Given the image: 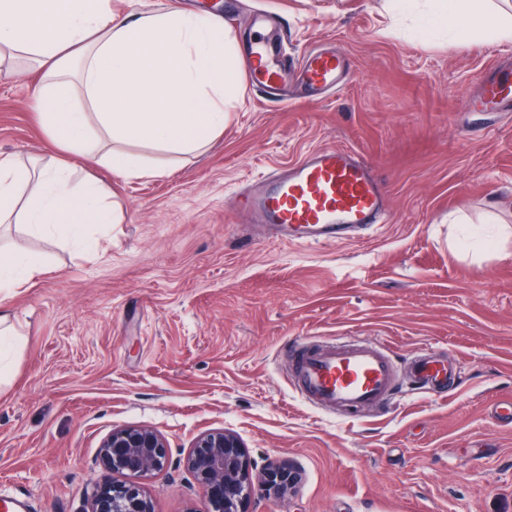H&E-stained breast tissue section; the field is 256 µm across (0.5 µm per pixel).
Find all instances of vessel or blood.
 <instances>
[{
  "label": "vessel or blood",
  "instance_id": "1",
  "mask_svg": "<svg viewBox=\"0 0 512 512\" xmlns=\"http://www.w3.org/2000/svg\"><path fill=\"white\" fill-rule=\"evenodd\" d=\"M347 61L329 50L307 51L296 66V77L309 97L335 89L344 79ZM251 86L273 88L285 75L273 50L257 43L250 52ZM468 112H512V61L498 60L484 73L464 102ZM254 219L274 228L282 238L323 245L386 221V189L373 167L340 147L307 153L287 169L268 176L251 193ZM298 394L309 404L330 412L372 409L395 390L398 371L388 353L373 344L349 341L324 346H295L288 361ZM410 377L425 389L448 383L449 367L430 356H415Z\"/></svg>",
  "mask_w": 512,
  "mask_h": 512
}]
</instances>
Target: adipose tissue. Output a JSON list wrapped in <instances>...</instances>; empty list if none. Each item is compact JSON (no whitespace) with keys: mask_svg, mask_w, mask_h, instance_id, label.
Masks as SVG:
<instances>
[{"mask_svg":"<svg viewBox=\"0 0 512 512\" xmlns=\"http://www.w3.org/2000/svg\"><path fill=\"white\" fill-rule=\"evenodd\" d=\"M429 26L463 39L512 41V12L495 0H425ZM33 57L42 74L32 96L52 160L23 166L0 157V219L21 213L34 235L75 234L106 224L102 187L76 179L77 156L125 179L164 175L130 142L173 156L200 154L224 131V106L239 91L237 49L216 12H114L111 0H0V50ZM29 193L18 206L19 189ZM42 271L36 260L0 251V383L20 341L8 308L12 288Z\"/></svg>","mask_w":512,"mask_h":512,"instance_id":"obj_1","label":"adipose tissue"}]
</instances>
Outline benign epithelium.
I'll return each instance as SVG.
<instances>
[{"label": "benign epithelium", "instance_id": "obj_1", "mask_svg": "<svg viewBox=\"0 0 512 512\" xmlns=\"http://www.w3.org/2000/svg\"><path fill=\"white\" fill-rule=\"evenodd\" d=\"M100 455L108 470L140 477L164 466L167 442L148 428H122L106 438ZM185 463L203 489V512H240L242 502L254 490L277 496L292 489L299 479L292 464L279 461L265 469L258 486L251 485L250 461L240 439L229 432L201 435ZM88 512H154V508L143 486L107 482L94 490Z\"/></svg>", "mask_w": 512, "mask_h": 512}]
</instances>
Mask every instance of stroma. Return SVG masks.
<instances>
[{
    "instance_id": "stroma-1",
    "label": "stroma",
    "mask_w": 512,
    "mask_h": 512,
    "mask_svg": "<svg viewBox=\"0 0 512 512\" xmlns=\"http://www.w3.org/2000/svg\"><path fill=\"white\" fill-rule=\"evenodd\" d=\"M130 11L172 4L232 8L240 56L258 37L286 61L322 43L350 63L346 85L318 101L264 100L248 83L224 131L171 174L126 181L84 160L109 191L112 221L87 224L89 249L24 224L0 242L43 261L13 289L23 345L0 385V494L30 512H86L112 430L162 434L168 457L142 478L155 512H199L184 458L202 434L241 439L252 477L277 459L302 478L242 512H512V115L463 100L512 42L424 40L421 14L395 19L385 0H112ZM35 73L0 64V154H42L31 105ZM340 146L370 162L389 195L378 229L305 246L251 224L240 184L309 150ZM467 216L463 232L453 217ZM338 338L376 344L402 374L377 409L328 414L296 392L291 346ZM453 358L456 382L435 396L407 370Z\"/></svg>"
}]
</instances>
